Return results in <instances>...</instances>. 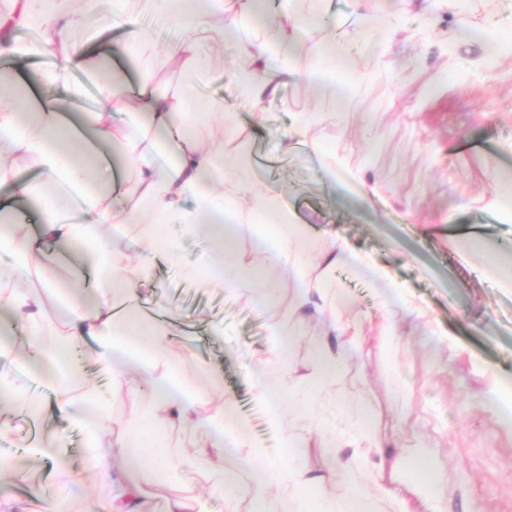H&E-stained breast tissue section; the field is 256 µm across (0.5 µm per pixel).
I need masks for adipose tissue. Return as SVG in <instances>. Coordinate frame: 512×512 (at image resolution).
I'll use <instances>...</instances> for the list:
<instances>
[{
    "label": "adipose tissue",
    "instance_id": "1",
    "mask_svg": "<svg viewBox=\"0 0 512 512\" xmlns=\"http://www.w3.org/2000/svg\"><path fill=\"white\" fill-rule=\"evenodd\" d=\"M100 2L85 0L84 9L77 10L72 0H9L8 8L0 11V55L61 56L83 69L97 70L96 57L87 54L73 34L87 27ZM163 20L173 28L210 33L218 41L229 27L255 23L254 38L238 47L232 79L238 93L258 110L277 93L282 74L294 71L312 83L335 78L351 61L358 44L378 46L395 30L389 18L361 12L357 20L361 42L320 41L306 66L299 69L294 61L301 53V33L335 23L327 0H310L303 13L293 9L292 0H281L275 11L268 0H168ZM22 29L36 30L37 40L29 44L18 41L15 34ZM62 85L60 71L46 70L36 97L0 107V155L19 156L39 172L35 188L40 189L44 200L38 237H31L21 225L0 227V252L12 258L8 267H0V333L25 334L27 359L45 367L42 384L53 391L63 411L74 407L73 389L64 370L73 364L72 350L88 338L96 342L92 358L113 377L125 375L117 359L121 352L136 358L142 370L161 369L169 376V383L154 384L147 398L141 414L144 433L120 436L119 447L128 451L122 468L113 470L102 458L95 461L100 474L112 481V498L104 512H145V493L136 479L143 470H150L155 482L161 484L175 470L193 467L200 457L228 451L239 455L243 468L258 474L267 488L293 500L294 512H351L350 496L336 493L317 465L319 456L338 458L346 452L363 464L367 487L397 499L398 512H447V488L429 455L404 449L385 452L372 416L361 417L357 437L343 446L318 447V429L310 423L285 431L282 452L276 457L253 441L232 402H224L214 414L200 417L201 398L191 382L176 378L174 361L162 340V323L144 318L132 306L116 313L112 289H97L91 305L70 308L61 337L53 344H41L37 317L40 300L12 286L13 281L22 279L39 242L57 247L81 245L92 267L97 268L110 257L103 225H135L134 239L139 246L171 255L179 244L159 239V223L190 228L203 224L212 248L192 275L221 284L230 292L234 286L226 272L236 250L224 224L236 220L238 212L245 209L270 227L259 236L260 252L298 282L294 310L300 320H313L324 328L316 345L313 370L306 377L313 406H321L327 399V385L335 382L348 351L357 342L347 326L328 315L329 291L315 274L316 264L304 258L291 211L278 197L226 172L224 143L238 137L241 126L234 113L225 111L222 98L204 96L194 86L172 95L158 90L147 78L135 86L111 78L103 80L98 105L89 119L99 140L121 141L129 171L128 176L107 179L100 171V161L86 160L80 143L64 140V116L46 97L49 90ZM140 106L145 113L137 124L116 123V115ZM200 108L224 119L221 128L213 132L208 149L202 147L197 128L188 119L189 112ZM159 138L178 141L171 163L161 165L146 156L149 143ZM0 186L5 189L0 195V213L15 211L18 200L35 189L18 181L12 165L1 158ZM170 424L204 429V444L193 454L173 458L167 446L148 436L149 430ZM317 447L322 450L318 456L313 453Z\"/></svg>",
    "mask_w": 512,
    "mask_h": 512
}]
</instances>
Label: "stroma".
<instances>
[{
	"mask_svg": "<svg viewBox=\"0 0 512 512\" xmlns=\"http://www.w3.org/2000/svg\"><path fill=\"white\" fill-rule=\"evenodd\" d=\"M422 0H372L373 11L392 15L397 29L379 50L359 55L342 76L354 104L329 116L336 85L314 87L285 79L277 97L255 110L228 77L237 43L217 45L205 33L194 38L203 56L217 67L201 74L205 94L224 100L245 129L224 146V165L240 180L282 194L308 239L307 257H317L330 238L345 241L376 266L387 269L403 288L407 305L384 308V290L357 268L342 264L322 272L330 290L329 308L337 319L370 330L387 322L382 342L353 350L329 390L330 401L310 410L303 381L312 370L317 325L298 328L292 308L297 281L282 274L254 250L256 226L243 214L236 227V257L245 275L235 293L182 279L180 269L198 264L208 249L201 233L160 224L161 237L180 239L176 257H148L126 231H112V249L123 258L112 287L128 290L141 308H155L175 324L170 346L178 352L182 376L203 389L202 414L215 412L222 397L232 398L254 440L272 455L282 451L278 429L247 383L242 359L262 356L274 338L266 314L281 318L284 330L298 335L287 363L264 364L266 376L290 393L297 415L313 414L321 441L353 436L363 412H372L379 434L399 447L428 450L448 486V512H512V425L502 424L490 400L498 391L512 402V280L494 272L492 250L512 243V213L501 210L502 171L512 168V57L487 65L480 46L456 37L457 10L450 0H435L434 26H427ZM89 52L109 57L108 67L90 73L66 70L81 98L59 94L66 125L80 127L97 86L110 76L137 84L152 72L157 86L176 90L183 77L174 64L179 36L159 29L151 50L122 54L125 28L93 16L77 31ZM322 112L326 118L306 138L293 136L296 114ZM323 148L377 186L362 198L358 183L340 186L315 153ZM66 281L47 286L30 272L21 286L40 299L41 340L54 342L64 329L63 301H82L102 281L78 252L68 253ZM93 341L83 345L79 383L85 395L101 399L102 430L96 452L119 465L124 451L114 445L135 428L141 407L126 381H113L90 358ZM28 392L37 399L45 434L19 409L0 413V512H38L47 499L64 502L66 512H101L112 498L111 483L101 481L85 454L86 431L59 412L52 392L37 374H27ZM235 458L212 456L163 486L149 474L139 481L149 512H165L172 494L201 495L209 512H225L213 494L215 473L233 470ZM68 471L62 481L60 471Z\"/></svg>",
	"mask_w": 512,
	"mask_h": 512,
	"instance_id": "obj_1",
	"label": "stroma"
}]
</instances>
